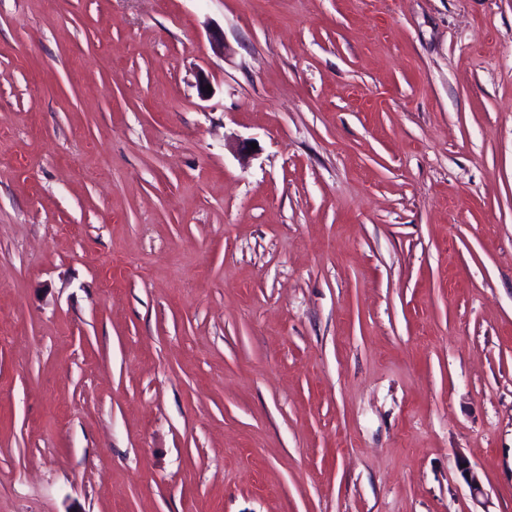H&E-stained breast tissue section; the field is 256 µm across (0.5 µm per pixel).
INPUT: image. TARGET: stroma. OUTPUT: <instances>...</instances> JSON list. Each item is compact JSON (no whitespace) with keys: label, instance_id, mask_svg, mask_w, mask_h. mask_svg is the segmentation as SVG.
Instances as JSON below:
<instances>
[{"label":"stroma","instance_id":"obj_1","mask_svg":"<svg viewBox=\"0 0 512 512\" xmlns=\"http://www.w3.org/2000/svg\"><path fill=\"white\" fill-rule=\"evenodd\" d=\"M0 512H512V0H0Z\"/></svg>","mask_w":512,"mask_h":512}]
</instances>
